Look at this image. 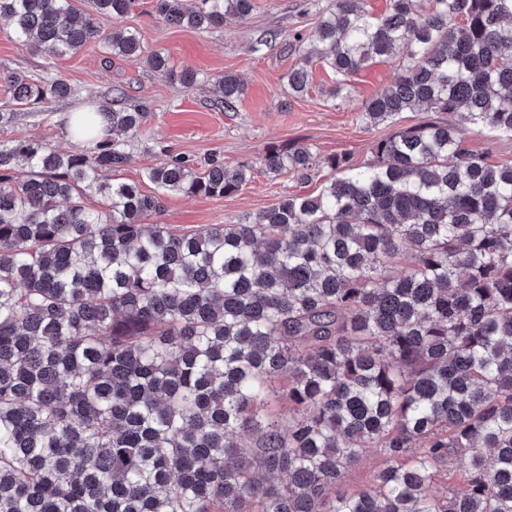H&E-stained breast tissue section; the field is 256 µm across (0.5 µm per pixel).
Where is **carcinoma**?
<instances>
[{"label":"carcinoma","instance_id":"1","mask_svg":"<svg viewBox=\"0 0 512 512\" xmlns=\"http://www.w3.org/2000/svg\"><path fill=\"white\" fill-rule=\"evenodd\" d=\"M133 2L0 0V28L58 57L101 38L173 76L118 26ZM253 7L154 10L204 30ZM317 33L318 54L288 70L292 96L315 62L336 98L392 58L393 80L358 106L366 126L458 113L512 135V0H390L383 16L336 0ZM7 82L19 105L72 94L55 76ZM213 93L229 111L244 85L226 72ZM149 117L89 112L67 151L0 141V512H512V164L433 120L373 141L361 167L272 146L270 178L331 176L178 232L148 223L165 195H231L251 170L175 155L144 171L153 194L117 181L132 156L112 134ZM365 448L385 457L372 485L337 491ZM457 457L463 487L434 491Z\"/></svg>","mask_w":512,"mask_h":512}]
</instances>
